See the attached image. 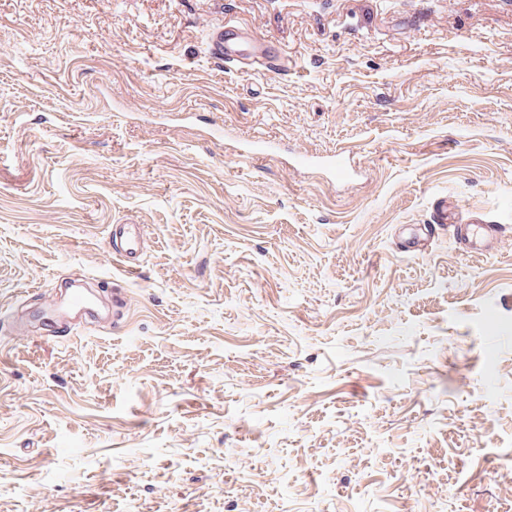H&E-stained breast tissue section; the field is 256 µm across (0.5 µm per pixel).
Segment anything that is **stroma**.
Listing matches in <instances>:
<instances>
[{"mask_svg":"<svg viewBox=\"0 0 512 512\" xmlns=\"http://www.w3.org/2000/svg\"><path fill=\"white\" fill-rule=\"evenodd\" d=\"M0 512H512V0H0ZM241 39V35L234 27L221 23L212 34L211 55L224 63L232 60L239 61L238 57H243L249 61L245 64L259 69H267L281 59V51L277 46L261 41L254 42L246 55L238 54L241 51L238 49ZM431 234L418 242L413 251H423L435 237L448 231L462 252H483L491 249L505 235L508 228L500 224H484L483 221L467 217L460 206L448 204V197L437 198L430 213ZM137 225L138 224L119 225V238L117 233L118 225H113L112 237H109L108 244L112 255L119 261H122L129 271L137 269V265L132 261L139 262L144 246L143 236Z\"/></svg>","mask_w":512,"mask_h":512,"instance_id":"1","label":"stroma"}]
</instances>
